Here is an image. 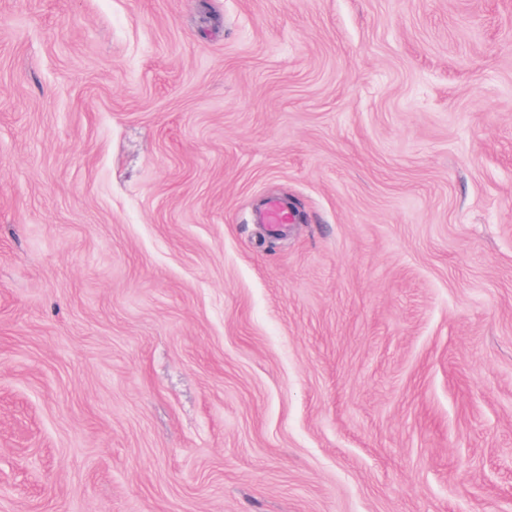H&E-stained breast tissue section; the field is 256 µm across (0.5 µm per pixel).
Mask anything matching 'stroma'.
Returning a JSON list of instances; mask_svg holds the SVG:
<instances>
[{"label":"stroma","mask_w":512,"mask_h":512,"mask_svg":"<svg viewBox=\"0 0 512 512\" xmlns=\"http://www.w3.org/2000/svg\"><path fill=\"white\" fill-rule=\"evenodd\" d=\"M0 512H512V0H0Z\"/></svg>","instance_id":"35a3bbf8"}]
</instances>
